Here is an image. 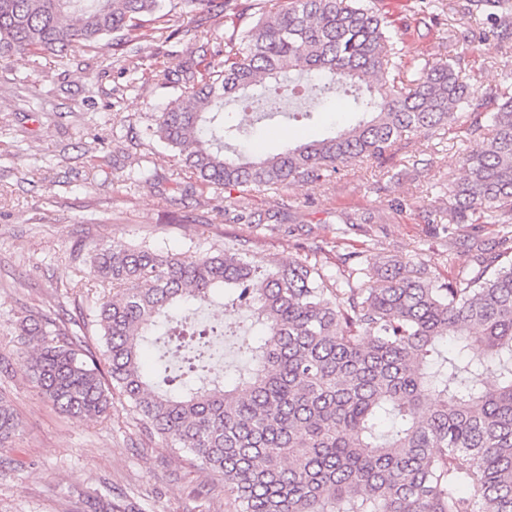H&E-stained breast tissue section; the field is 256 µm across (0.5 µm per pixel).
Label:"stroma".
Listing matches in <instances>:
<instances>
[{
  "instance_id": "35a3bbf8",
  "label": "stroma",
  "mask_w": 512,
  "mask_h": 512,
  "mask_svg": "<svg viewBox=\"0 0 512 512\" xmlns=\"http://www.w3.org/2000/svg\"><path fill=\"white\" fill-rule=\"evenodd\" d=\"M461 0H372L398 32L402 75L411 78L435 54L464 60L467 82L512 86V52L497 47L496 28L462 15ZM268 0H236L235 22L209 12L185 15L178 34L157 29L141 42L143 77L131 80L120 63L104 67L108 46L58 66L49 56L0 62V391L20 427L0 447V512H225L224 479L192 457L172 454L161 435L142 434L126 402L105 418L58 412L30 381L13 342L12 324L26 313L79 321L103 295L79 246L105 242L147 245L191 260L246 248L266 269L296 259L339 272L356 253L368 271L400 263L446 281L473 266L472 235L494 241L496 227L448 221L449 180L462 174L485 111L462 108L450 126L401 141L381 159L341 170L331 181L296 183L278 192H232L218 202L182 171L146 128L175 98L184 69L215 60L235 27L256 20ZM474 30L472 45L453 41ZM209 38H201V31ZM339 97L313 119H261L247 142L254 154L322 138L352 120ZM290 139H282L281 130ZM151 168L149 181L127 174Z\"/></svg>"
}]
</instances>
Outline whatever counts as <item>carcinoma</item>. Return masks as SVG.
I'll return each mask as SVG.
<instances>
[{
    "instance_id": "carcinoma-1",
    "label": "carcinoma",
    "mask_w": 512,
    "mask_h": 512,
    "mask_svg": "<svg viewBox=\"0 0 512 512\" xmlns=\"http://www.w3.org/2000/svg\"><path fill=\"white\" fill-rule=\"evenodd\" d=\"M213 0H0V61L76 49L119 33L124 51L151 37L144 19L180 27ZM512 50V0H466ZM386 17L364 0H277L241 30L224 60L183 71L179 95L147 134L205 187L281 190L329 181L357 159L379 158L425 129L448 125L464 103L497 94L463 80L459 56H436L407 82ZM352 98L355 124L318 141L246 159L249 135L225 108L302 100L310 119ZM486 137L448 188V223L497 224L496 247L473 237V268L440 285L425 271L349 268L331 281L295 260L268 273L239 251L191 261L147 246L87 251L112 293L95 310L102 350L62 320L16 321L22 365L60 412L99 417L114 396L137 426L165 437L224 477L232 512H512V96L503 92ZM217 292L251 310L263 336H241L249 366L233 384L214 377L219 322L165 332L179 360L158 357L147 378L139 349L169 312ZM451 349L444 352L442 343ZM498 382L490 385L486 375ZM19 426L0 393V446Z\"/></svg>"
}]
</instances>
